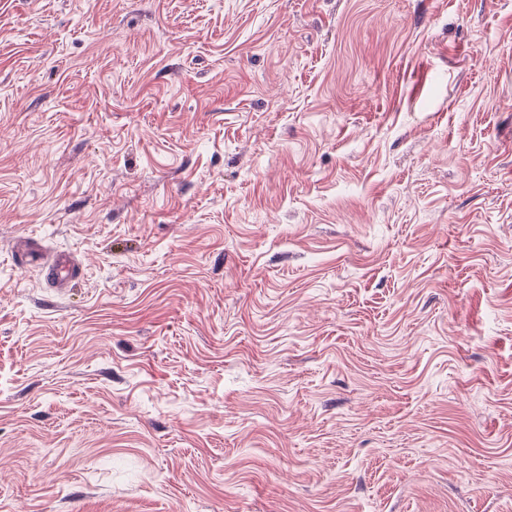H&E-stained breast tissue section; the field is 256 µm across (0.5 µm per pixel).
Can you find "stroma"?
I'll list each match as a JSON object with an SVG mask.
<instances>
[{
    "mask_svg": "<svg viewBox=\"0 0 512 512\" xmlns=\"http://www.w3.org/2000/svg\"><path fill=\"white\" fill-rule=\"evenodd\" d=\"M0 512H512V0H0ZM40 269L45 278L56 288H62L76 273L74 264L67 260L43 264Z\"/></svg>",
    "mask_w": 512,
    "mask_h": 512,
    "instance_id": "obj_1",
    "label": "stroma"
}]
</instances>
